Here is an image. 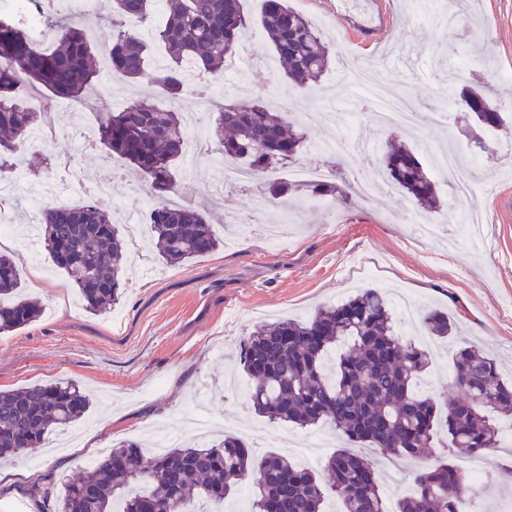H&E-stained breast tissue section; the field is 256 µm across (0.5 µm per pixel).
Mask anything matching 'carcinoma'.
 <instances>
[{
	"label": "carcinoma",
	"instance_id": "obj_1",
	"mask_svg": "<svg viewBox=\"0 0 512 512\" xmlns=\"http://www.w3.org/2000/svg\"><path fill=\"white\" fill-rule=\"evenodd\" d=\"M163 2L167 19L155 39L166 47L168 64L151 67L148 44L126 28L129 19L147 20L153 0H114L107 56L114 76L145 80L178 102L192 92L185 64L223 76L250 18L244 0ZM257 22L288 79L303 88L320 80L329 48L288 0H264ZM97 61L76 21L55 27L48 51L21 22L0 20V172L12 168L17 146L45 118L24 105V93L41 87L80 100L99 85ZM474 115L488 128L503 124L500 111ZM210 122L224 159L254 175L290 162L305 141L290 113L272 111L259 100L227 105ZM101 138L107 151L133 165L153 189L149 224L162 262L183 264L218 250L221 239L202 213L169 203L179 190L174 166L184 146L177 108L133 100L107 117ZM380 171L417 208L440 211L436 186L414 148L387 145ZM39 226L50 259L79 288L89 312L119 303L125 242L105 205L88 198L76 206L46 207ZM41 313L40 303L25 294L13 256L0 252V333L25 327ZM423 325L439 338L453 330L448 315L438 310L427 312ZM239 360L251 380L253 409L273 421L327 425L396 460L416 458L421 449L434 447L438 435L448 436V460L412 472L415 491L399 503L398 512H467L471 483L454 458L499 447L496 418L512 415V386L504 383L496 360L472 346L458 347L453 358V382L463 395L440 403L425 394L421 382L429 352L402 339L390 300L374 288H362L306 320L278 319L257 327L244 340ZM89 409V397L69 382L1 390L0 460L41 447L49 432L75 424ZM242 485L257 490L252 512H325L329 493L342 512H388L377 472L358 451L337 449L320 475L280 453L259 456L233 435L203 448H171L151 457L138 443L126 442L66 485L62 512H112L119 499L122 512H184L194 501L221 505Z\"/></svg>",
	"mask_w": 512,
	"mask_h": 512
}]
</instances>
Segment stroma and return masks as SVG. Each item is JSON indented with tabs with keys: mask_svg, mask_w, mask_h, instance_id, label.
Segmentation results:
<instances>
[{
	"mask_svg": "<svg viewBox=\"0 0 512 512\" xmlns=\"http://www.w3.org/2000/svg\"><path fill=\"white\" fill-rule=\"evenodd\" d=\"M290 2L330 48L320 81L299 93L283 78L255 23L238 65L248 75L251 97L275 110L286 101L298 112L308 103L322 105L335 121L306 125L294 165L260 178L254 188L225 189L220 204L210 188L192 182L193 171L209 165V153H183L177 170L186 203L213 221L222 240L216 252L168 266L152 239L129 245L124 294L110 312L95 315L42 240L13 247L25 291L42 303L43 313L31 325L0 334V390L71 382L89 394L91 406L77 438L57 430L48 445L0 461L9 475L0 480V505L39 512L27 495L31 483L61 488L123 442L151 450L161 429L182 446L209 445L232 433L259 453L291 455L300 444L323 438L336 451L343 442L327 426L276 424L257 414L237 356L259 325L306 319L359 288L401 295L420 310L438 309L456 320L457 336L433 342L425 392L437 397L451 391L460 345L482 348L499 363L504 382H512V0H466L448 29L441 25L448 0H364L362 13L349 17L341 16L339 0ZM452 42L458 48L453 56ZM351 57L374 64L375 83L408 92L423 111L449 112V120L397 130L373 123L366 91L341 76ZM467 87L505 104L502 127L486 128L467 111L460 97ZM157 95L151 84L116 79L100 96L52 111L49 144L30 138L19 147L30 181L51 174L68 179L64 164L70 158L83 182L111 176L108 209L120 236L129 237L123 203L143 178L106 154L100 124L128 101ZM393 137L417 147L426 164L450 148L478 160L469 196L455 197L436 180L445 220L435 237L419 236L408 223L415 206L393 184L367 199L350 189L362 163L358 145L376 150ZM317 162L325 168L321 191L294 175L295 165ZM273 180L288 183L290 204L270 195ZM470 207L487 217L479 248L458 234L461 214ZM200 416L219 422V431L199 436L188 423ZM369 455L383 498L396 505L412 491L413 461H399L391 473L377 450ZM490 456L493 463L471 494L472 512H512V481L504 476L512 455L496 448Z\"/></svg>",
	"mask_w": 512,
	"mask_h": 512,
	"instance_id": "1",
	"label": "stroma"
}]
</instances>
